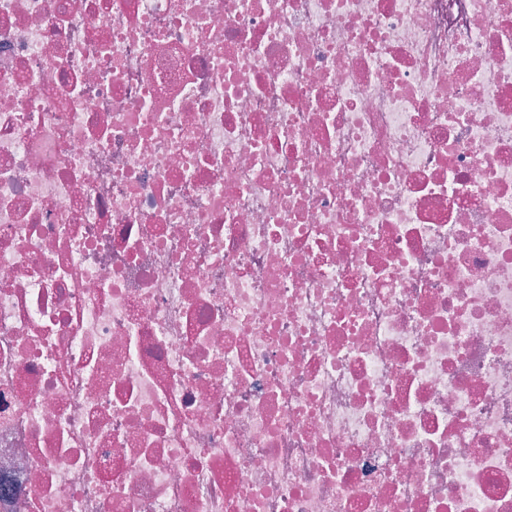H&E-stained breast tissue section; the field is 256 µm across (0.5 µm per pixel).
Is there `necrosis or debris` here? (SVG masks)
Here are the masks:
<instances>
[{
    "mask_svg": "<svg viewBox=\"0 0 512 512\" xmlns=\"http://www.w3.org/2000/svg\"><path fill=\"white\" fill-rule=\"evenodd\" d=\"M0 512H512V0H0Z\"/></svg>",
    "mask_w": 512,
    "mask_h": 512,
    "instance_id": "obj_1",
    "label": "necrosis or debris"
}]
</instances>
